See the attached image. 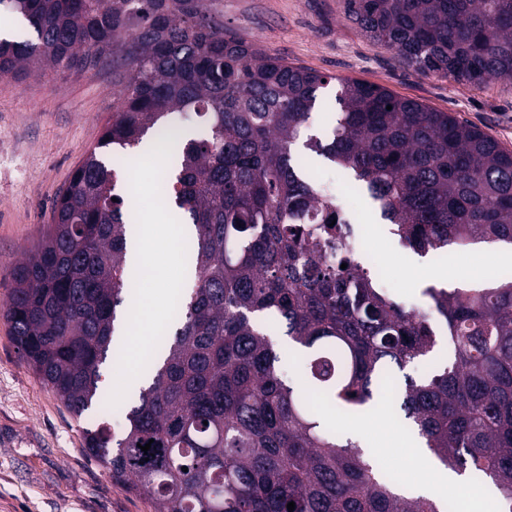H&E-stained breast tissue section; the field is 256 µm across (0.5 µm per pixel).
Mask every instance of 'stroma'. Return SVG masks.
Returning <instances> with one entry per match:
<instances>
[{
	"label": "stroma",
	"mask_w": 512,
	"mask_h": 512,
	"mask_svg": "<svg viewBox=\"0 0 512 512\" xmlns=\"http://www.w3.org/2000/svg\"><path fill=\"white\" fill-rule=\"evenodd\" d=\"M220 9L225 31L331 76L321 99L334 101L343 79L362 80L477 126L512 152V81L477 88L407 67L358 34L344 18L343 0H221ZM118 93L108 68L0 79V512H152L147 497L114 482L89 457L85 421L72 417L23 363L3 315L11 269L50 223L55 193L97 143ZM314 168L319 183L368 224L372 252L389 267L393 297L427 309V283L415 268L433 266V259L380 230L378 210L366 194L350 190L343 170L320 159ZM382 414L384 424L374 436H361V445L395 481H425L428 470L409 467L413 447L402 411L386 406Z\"/></svg>",
	"instance_id": "obj_1"
}]
</instances>
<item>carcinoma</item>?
I'll list each match as a JSON object with an SVG mask.
<instances>
[{"instance_id":"cac0c4a2","label":"carcinoma","mask_w":512,"mask_h":512,"mask_svg":"<svg viewBox=\"0 0 512 512\" xmlns=\"http://www.w3.org/2000/svg\"><path fill=\"white\" fill-rule=\"evenodd\" d=\"M217 4L0 0V16L22 17L35 34L0 38L1 77L131 63L112 70L121 85L112 119L10 273L5 316L20 358L70 414L95 420L85 448L153 512H441L436 499L400 490L309 404L316 396L354 417L376 406L386 380L434 352L435 317L455 361L404 375L400 410L438 464L491 479L501 512H512V275L487 288L432 285L430 312L405 307L354 259L321 260L336 202L305 166L312 153L349 172L400 241L426 255L512 244V153L357 79L341 81L335 124L310 133L332 77L225 32ZM344 14L420 72L477 86L512 80V0H345ZM175 112L205 129L184 137L164 187L191 227L194 288L122 402L118 434L105 421L100 366L120 354L115 322L133 303L135 204L116 192L102 155L165 130ZM281 329L301 354L297 384L281 371Z\"/></svg>"}]
</instances>
